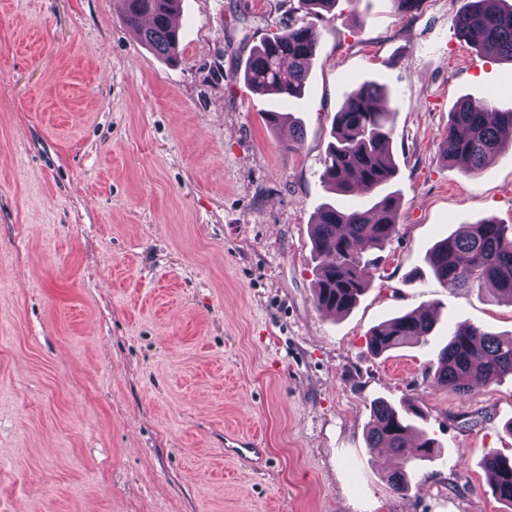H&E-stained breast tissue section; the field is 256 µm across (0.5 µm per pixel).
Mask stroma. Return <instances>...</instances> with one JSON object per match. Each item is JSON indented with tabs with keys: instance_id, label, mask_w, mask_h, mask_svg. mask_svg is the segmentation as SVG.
I'll return each mask as SVG.
<instances>
[{
	"instance_id": "1",
	"label": "stroma",
	"mask_w": 512,
	"mask_h": 512,
	"mask_svg": "<svg viewBox=\"0 0 512 512\" xmlns=\"http://www.w3.org/2000/svg\"><path fill=\"white\" fill-rule=\"evenodd\" d=\"M458 0H182L179 55L143 46L118 0H0V512H512L485 450L512 454V376L461 397L432 381L449 326L512 334V303L438 280L427 257L480 219L512 225V152L443 157L465 98L512 109V62L454 28ZM320 33L302 141L243 82L264 36ZM386 94L397 228L349 312L314 301L310 226L335 113ZM432 311L382 355L370 330ZM420 407L439 457L401 495L369 447L374 400ZM267 451L256 469L224 434Z\"/></svg>"
}]
</instances>
